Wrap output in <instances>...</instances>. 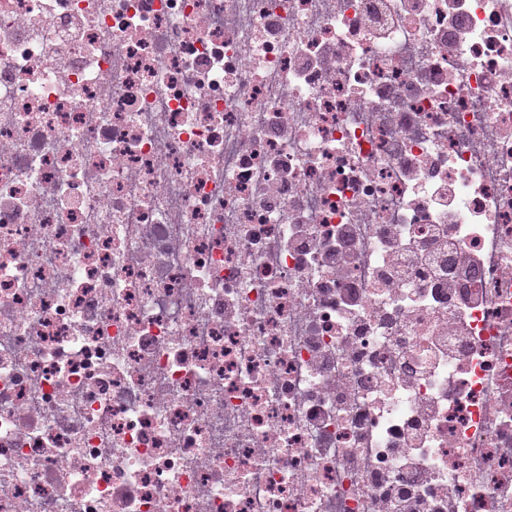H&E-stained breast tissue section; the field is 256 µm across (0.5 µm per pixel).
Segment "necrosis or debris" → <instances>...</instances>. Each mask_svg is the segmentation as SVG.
Returning <instances> with one entry per match:
<instances>
[{
  "instance_id": "obj_1",
  "label": "necrosis or debris",
  "mask_w": 512,
  "mask_h": 512,
  "mask_svg": "<svg viewBox=\"0 0 512 512\" xmlns=\"http://www.w3.org/2000/svg\"><path fill=\"white\" fill-rule=\"evenodd\" d=\"M0 512H512V0H0Z\"/></svg>"
}]
</instances>
